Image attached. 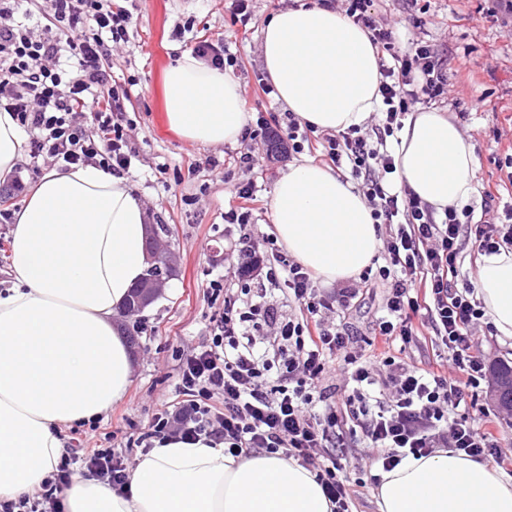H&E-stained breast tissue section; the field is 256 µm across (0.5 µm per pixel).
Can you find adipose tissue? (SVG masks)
Wrapping results in <instances>:
<instances>
[{"label": "adipose tissue", "mask_w": 512, "mask_h": 512, "mask_svg": "<svg viewBox=\"0 0 512 512\" xmlns=\"http://www.w3.org/2000/svg\"><path fill=\"white\" fill-rule=\"evenodd\" d=\"M263 69L286 111L310 126L363 125L381 104L376 51L344 12L301 4L261 29ZM171 128L203 145L238 142L247 124L230 74L183 56L166 75ZM393 151L395 183L436 212L475 194V144L446 113L415 108ZM269 214L279 243L323 283L357 277L381 247L362 193L304 161L278 178ZM148 213L125 177L52 169L15 213L0 280V498L34 495L67 454V431L120 402L132 360L119 317L149 266ZM476 298L512 339V250L479 258ZM378 512H512V479L448 448L380 474ZM66 512H332L312 470L282 453L226 454L205 440L155 442L123 490L76 477Z\"/></svg>", "instance_id": "adipose-tissue-1"}]
</instances>
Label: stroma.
<instances>
[{
    "label": "stroma",
    "instance_id": "stroma-1",
    "mask_svg": "<svg viewBox=\"0 0 512 512\" xmlns=\"http://www.w3.org/2000/svg\"><path fill=\"white\" fill-rule=\"evenodd\" d=\"M294 0H252L248 25L233 23L230 0H135L129 40L112 56L116 80H138L127 104L130 142L138 156L127 180L172 235L178 273L162 297L139 316L126 318L124 328L134 329L139 345L133 351L132 384L126 398L95 422L82 426L79 437L89 448L125 450L136 461L141 448L128 446L163 406L178 397L177 369L191 347L207 336L210 323L224 310L207 294L212 276L222 274L239 259L243 237L267 239L272 225L268 204L279 175L288 162L268 159L263 140H246L219 146L188 141L169 125L164 105L166 70L189 54L197 37H227L239 66L235 72L250 110L271 123H286V113L276 97L265 96L258 85L264 71L260 35L264 21ZM379 17L401 41L426 33L444 63L448 98L441 111L458 117V126L476 145L478 182L497 181L503 173L497 161L512 153V28L493 16L492 0H375ZM184 29L182 41L172 38ZM254 158L252 168L232 167L231 178L212 171L208 157L230 158L243 151ZM253 183L258 201L248 224H228L224 213L239 206V185ZM380 297H367L348 312L346 320L358 332L357 351L368 355L382 351L373 340V321ZM493 380H486L467 397L460 410L474 425H486L500 437L502 464L498 469L512 478V427L503 424L494 403ZM341 456L342 473L358 483L353 512H377L375 488L363 434L346 438Z\"/></svg>",
    "mask_w": 512,
    "mask_h": 512
}]
</instances>
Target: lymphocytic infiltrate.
<instances>
[{
	"label": "lymphocytic infiltrate",
	"instance_id": "1",
	"mask_svg": "<svg viewBox=\"0 0 512 512\" xmlns=\"http://www.w3.org/2000/svg\"><path fill=\"white\" fill-rule=\"evenodd\" d=\"M343 11L367 31L379 57L377 122L368 130L351 127L315 140L296 117L283 130L260 118L256 132L269 141L287 140L294 154L319 142L337 171L358 180L375 223L391 229L374 282L382 290L374 334L387 344H407L419 326H430L448 351L451 369L419 371L391 355L353 354L355 337L325 316L354 306L359 289L348 285L335 296L316 298L307 269L264 262L246 238L248 261L237 267L238 278L266 266L267 283L286 279L289 298L304 305L305 315H284L265 288L258 289L257 302L226 303L207 341L178 368L181 401L168 405L136 438L148 447L157 439L205 437L234 456L282 452L315 471L333 512H351L354 497L334 455L350 420L373 448L372 463L386 471L406 455L427 457L440 448L499 460L498 438L458 413L469 389L486 378L485 363L473 351L484 312L472 283L458 277L465 244L484 255L512 246V208L496 210L492 192H485L476 218L454 206L436 215L409 188H396L388 139L414 107L446 98L447 78L430 41L420 37L401 50L373 0H345ZM131 20V11L112 0H0V109L14 114L31 159H49L64 171L79 165L117 175L129 171L136 157L127 134L130 90L113 79L112 55L127 42ZM264 324L276 329L273 342L261 334ZM338 358L344 362L342 382L333 387L326 378ZM273 367L278 382L269 386L264 373ZM340 403L348 417L338 415ZM79 464L110 488L127 482L121 452L77 445L36 497L1 500L0 512H64Z\"/></svg>",
	"mask_w": 512,
	"mask_h": 512
}]
</instances>
